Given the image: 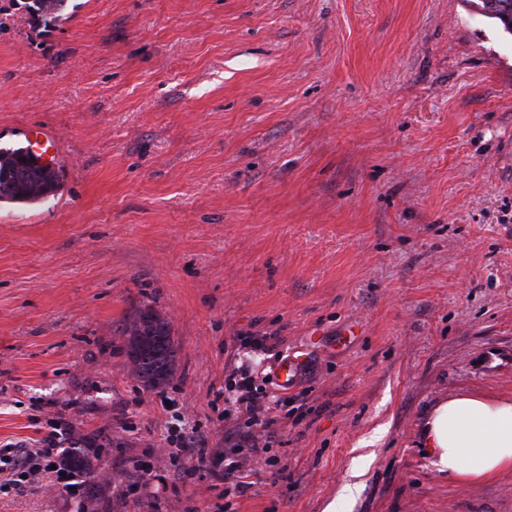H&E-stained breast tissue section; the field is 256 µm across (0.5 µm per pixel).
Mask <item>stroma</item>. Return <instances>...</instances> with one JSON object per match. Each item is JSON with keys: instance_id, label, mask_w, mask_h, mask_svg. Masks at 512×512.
<instances>
[{"instance_id": "35a3bbf8", "label": "stroma", "mask_w": 512, "mask_h": 512, "mask_svg": "<svg viewBox=\"0 0 512 512\" xmlns=\"http://www.w3.org/2000/svg\"><path fill=\"white\" fill-rule=\"evenodd\" d=\"M68 12L0 0V148L44 127L62 174L0 208V446L72 422L86 512H512V475L462 481L420 441L438 400L512 399V35L474 0ZM143 305L179 347L160 392L118 333ZM235 370L279 399L269 447L224 416ZM197 448L252 462L191 475ZM68 0H31L24 7L35 22L58 23L68 18L63 12Z\"/></svg>"}]
</instances>
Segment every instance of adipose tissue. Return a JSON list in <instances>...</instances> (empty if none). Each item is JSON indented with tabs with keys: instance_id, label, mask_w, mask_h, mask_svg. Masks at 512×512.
Segmentation results:
<instances>
[{
	"instance_id": "ef3b65f1",
	"label": "adipose tissue",
	"mask_w": 512,
	"mask_h": 512,
	"mask_svg": "<svg viewBox=\"0 0 512 512\" xmlns=\"http://www.w3.org/2000/svg\"><path fill=\"white\" fill-rule=\"evenodd\" d=\"M423 446L438 471L468 482L512 473V400L459 394L427 408Z\"/></svg>"
}]
</instances>
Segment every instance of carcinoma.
Wrapping results in <instances>:
<instances>
[{"instance_id": "1", "label": "carcinoma", "mask_w": 512, "mask_h": 512, "mask_svg": "<svg viewBox=\"0 0 512 512\" xmlns=\"http://www.w3.org/2000/svg\"><path fill=\"white\" fill-rule=\"evenodd\" d=\"M68 0H27L25 8L36 22L58 23L67 16ZM481 15L500 23L512 35V0H479ZM61 188L60 176L52 165H43L25 147L0 148V203L30 205L55 199ZM126 347L139 336L152 341L140 357L129 361L134 377L148 389L167 385L177 369L178 348L174 344L171 324L151 306L136 308L120 328Z\"/></svg>"}]
</instances>
